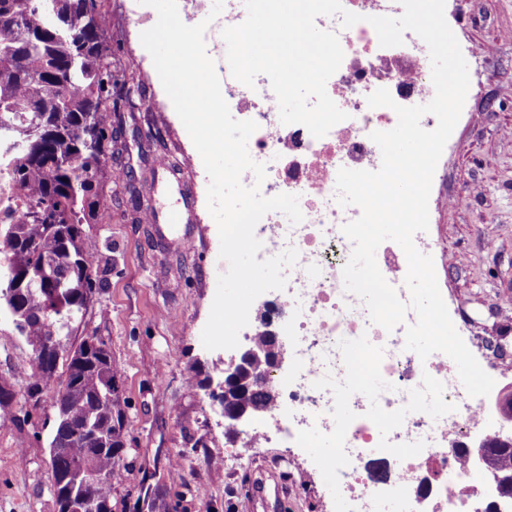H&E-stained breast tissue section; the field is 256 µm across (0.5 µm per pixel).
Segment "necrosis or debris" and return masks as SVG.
Listing matches in <instances>:
<instances>
[{
    "instance_id": "1",
    "label": "necrosis or debris",
    "mask_w": 512,
    "mask_h": 512,
    "mask_svg": "<svg viewBox=\"0 0 512 512\" xmlns=\"http://www.w3.org/2000/svg\"><path fill=\"white\" fill-rule=\"evenodd\" d=\"M342 2L361 15V22L345 29L339 17L320 16L315 24L337 33L344 50L326 89L348 118L319 139L304 125L281 122L267 76H257L251 88L232 77L222 31L245 20L244 0H224L221 14L204 34L235 119L258 124L248 151L266 164L267 176L259 184L247 172L243 184L259 186L266 197L298 195L304 216L294 225L282 213L271 212L255 227L262 243L259 259L290 247L298 253L296 263L284 271L285 288L276 293L292 362L287 374L274 379L287 388L286 397L277 400L264 421L241 429L235 454L243 460L271 440L312 437L332 448L335 481L351 512H365L367 501L380 497L404 502L405 512H485L475 489L490 474L469 459L465 444L481 435L511 440L512 422L492 425L489 402L467 394L449 356L435 352L423 359L406 349V328L416 322L415 312L386 331L344 287L343 269L353 244L342 227L361 210L339 203L337 173L342 168L378 170L381 151L370 135L398 122L393 109L370 107L367 98L384 88L397 104L413 106L422 97H433L434 86L423 68L425 43L417 34L405 32L402 45L385 48L369 22L373 16L399 13V0ZM361 360L375 380L366 390L353 378ZM429 465L439 481V498L432 503L411 494L414 475Z\"/></svg>"
}]
</instances>
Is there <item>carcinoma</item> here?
Wrapping results in <instances>:
<instances>
[{"instance_id": "1", "label": "carcinoma", "mask_w": 512, "mask_h": 512, "mask_svg": "<svg viewBox=\"0 0 512 512\" xmlns=\"http://www.w3.org/2000/svg\"><path fill=\"white\" fill-rule=\"evenodd\" d=\"M101 0H0V154L14 184L21 218L0 222V313L8 314L32 350L24 399L52 396L56 410L51 462L60 478L87 461L98 473L93 485H55L58 512L82 503L112 505V487L130 465L127 401L109 397L108 381L122 372L105 341L71 343L73 324L102 287L93 268L85 226L111 217L102 183L105 145L123 128L125 108L112 99ZM84 158V179L67 157ZM50 282L31 283L42 262ZM66 367V388L57 368ZM13 386L0 377V416L22 425ZM239 406L268 407L275 397L237 388ZM484 467L512 473V441H491Z\"/></svg>"}]
</instances>
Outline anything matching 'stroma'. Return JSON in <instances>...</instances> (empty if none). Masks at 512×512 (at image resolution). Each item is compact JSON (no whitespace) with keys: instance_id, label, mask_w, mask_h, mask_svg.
<instances>
[{"instance_id":"stroma-1","label":"stroma","mask_w":512,"mask_h":512,"mask_svg":"<svg viewBox=\"0 0 512 512\" xmlns=\"http://www.w3.org/2000/svg\"><path fill=\"white\" fill-rule=\"evenodd\" d=\"M108 44L116 77L146 90L135 113L141 142L106 149L103 191L112 221L93 224L88 242L103 288L92 296L72 336L103 338L123 374L127 451L136 465L112 490L119 512H135L143 483L169 491L177 512H238L258 482L273 489L260 512H347L342 488L318 450L261 448L246 462L234 455L238 435L207 395L224 375V352L201 340L220 273L217 224L207 206L208 178L166 94L141 28L105 0ZM468 56L474 87L444 147L442 193L451 205L432 204L428 237L441 261L435 267L444 301L467 336L496 345L512 359V0H449L445 13ZM155 211L146 222V208ZM180 211L182 223L167 221ZM32 351L8 319H0V377L23 390ZM197 385H190L189 373ZM55 426L50 401L28 423L0 424V512H58L49 443ZM181 459L179 477L170 463Z\"/></svg>"}]
</instances>
